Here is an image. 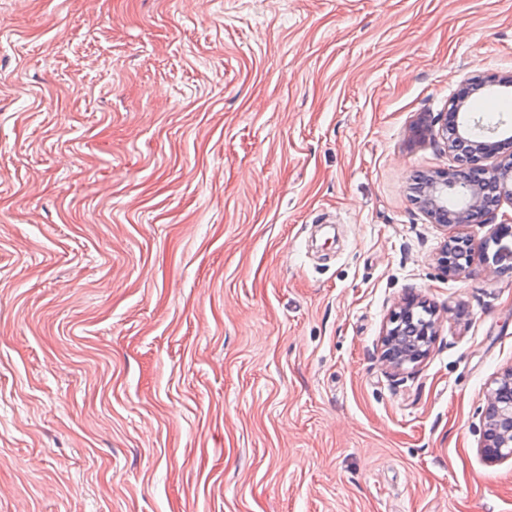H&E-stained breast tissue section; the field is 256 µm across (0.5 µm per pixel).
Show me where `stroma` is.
I'll list each match as a JSON object with an SVG mask.
<instances>
[{
    "instance_id": "35a3bbf8",
    "label": "stroma",
    "mask_w": 512,
    "mask_h": 512,
    "mask_svg": "<svg viewBox=\"0 0 512 512\" xmlns=\"http://www.w3.org/2000/svg\"><path fill=\"white\" fill-rule=\"evenodd\" d=\"M492 73L512 0H0V512H512V203L453 278L414 190ZM418 312L426 313V321L415 333H410L411 329L397 325L401 317L412 318ZM438 331L436 310L417 295L404 297L398 305V311L390 316L383 328L380 338L382 362L395 371L423 362L431 353ZM416 336L419 337L416 339ZM484 409L481 454L491 462L512 458V367L494 380Z\"/></svg>"
}]
</instances>
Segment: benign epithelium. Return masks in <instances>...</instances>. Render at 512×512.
<instances>
[{
  "label": "benign epithelium",
  "instance_id": "1",
  "mask_svg": "<svg viewBox=\"0 0 512 512\" xmlns=\"http://www.w3.org/2000/svg\"><path fill=\"white\" fill-rule=\"evenodd\" d=\"M464 100H452V109L423 121L415 128V134L425 138H441L448 141V149L467 152L470 160L498 158L503 154L498 138V128L487 130L479 138L473 136L477 120L462 112ZM486 179L472 184L455 178L450 171H436L421 182L422 205L432 222L443 228L463 227L473 222V216L483 214L488 200L512 201V162L498 163L485 169ZM464 198L465 206L453 216H448L446 203L448 194ZM469 239L458 232L449 236L438 258L442 272L451 276L466 273L471 262L455 257L461 243ZM437 312L417 295H408L398 305L380 338L381 360L386 367L400 371L409 365L423 362L431 353L438 336ZM484 409V432L480 445L481 454L491 462L512 458V367L503 371L494 380Z\"/></svg>",
  "mask_w": 512,
  "mask_h": 512
}]
</instances>
